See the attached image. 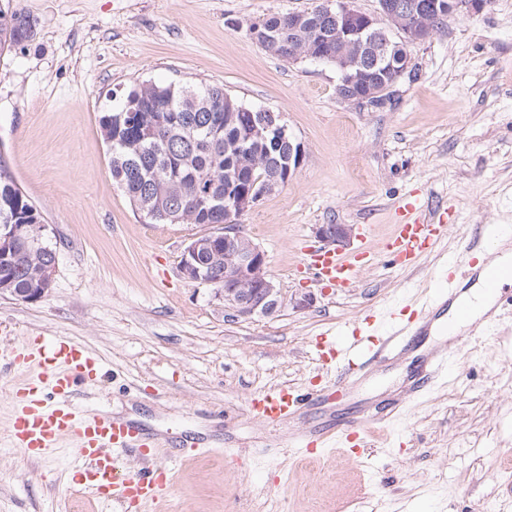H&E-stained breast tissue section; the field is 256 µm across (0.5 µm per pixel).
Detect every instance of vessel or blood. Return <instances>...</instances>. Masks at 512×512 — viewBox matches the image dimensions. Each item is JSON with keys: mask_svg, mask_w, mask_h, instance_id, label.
Listing matches in <instances>:
<instances>
[{"mask_svg": "<svg viewBox=\"0 0 512 512\" xmlns=\"http://www.w3.org/2000/svg\"><path fill=\"white\" fill-rule=\"evenodd\" d=\"M447 233L444 209L408 197L396 207L394 224L386 237L371 240L369 228H362L359 239L364 246L356 253L342 255L310 249L304 251L300 267L324 287L347 292L355 287L359 274L378 254L390 256L395 267L409 270L423 257L436 253ZM503 237L512 240L511 224H491L478 232L454 264L458 274H468L474 252ZM505 280L512 281V265L483 279L484 291L494 301L485 316L486 326H493L503 316L501 283ZM450 310L460 319L470 314L452 283L439 278L424 302L408 301L401 312L385 306L378 309L367 326L349 323L338 334H320L317 354L323 365L333 371V379L302 391L282 387L255 394L248 402L249 414L267 426L276 427L303 415L312 406L335 408L381 365L414 349L418 336ZM448 356L444 346L427 353L407 392L408 400L422 396L447 371ZM11 363L29 371L30 376L9 390L10 447L31 457H43L61 443H68L73 450L69 468L72 483L96 500L118 504L126 512H138L168 490L173 476L171 469L155 463L160 446L157 434L106 410L87 409L74 402L76 390L94 387L106 375L102 360L86 345L69 336H38L13 350ZM401 414L397 408L380 416L361 413L339 419L301 432L293 445L312 453L340 440L362 443L375 429L391 425ZM131 454L141 462L139 472L133 476L121 469L123 456Z\"/></svg>", "mask_w": 512, "mask_h": 512, "instance_id": "vessel-or-blood-1", "label": "vessel or blood"}]
</instances>
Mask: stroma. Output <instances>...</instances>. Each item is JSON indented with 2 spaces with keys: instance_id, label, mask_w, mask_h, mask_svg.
<instances>
[{
  "instance_id": "35a3bbf8",
  "label": "stroma",
  "mask_w": 512,
  "mask_h": 512,
  "mask_svg": "<svg viewBox=\"0 0 512 512\" xmlns=\"http://www.w3.org/2000/svg\"><path fill=\"white\" fill-rule=\"evenodd\" d=\"M325 0H0L29 18L34 37L0 50V160L37 207L56 250L47 296H0V436L9 354L26 337L63 333L108 367L77 401L136 419L180 448L222 440L245 458L160 453L168 496L143 512H512V314L475 346L455 351L454 376L359 455L260 453L272 432L247 414L256 393L327 379L315 338L419 291L442 257L483 224H512V0L452 16L408 48L417 67L392 106L359 111L336 92L333 66L291 62L252 42L246 23L308 11ZM214 84L279 113L303 149L300 166L243 212L288 296L306 308L230 321L216 286L184 278L199 224H149L109 174L99 117L108 93L147 81ZM419 194L456 215L439 254L412 270L386 258L355 288L333 294L298 269L321 224H368L387 235V212ZM413 357L381 367L354 403L398 397ZM68 448L32 460L0 445V512H121L71 494Z\"/></svg>"
}]
</instances>
